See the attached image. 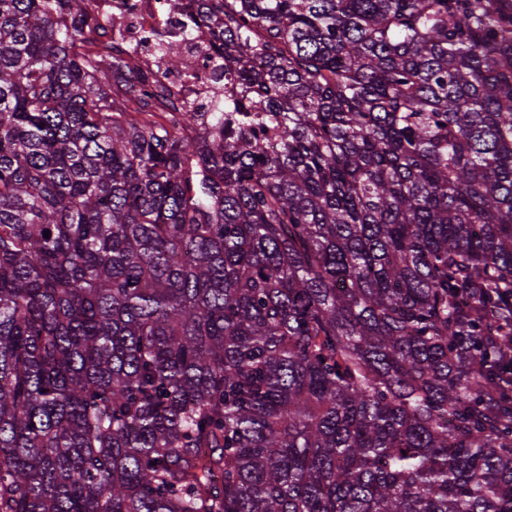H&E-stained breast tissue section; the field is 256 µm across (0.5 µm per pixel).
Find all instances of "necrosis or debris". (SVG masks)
Masks as SVG:
<instances>
[{"label":"necrosis or debris","instance_id":"1","mask_svg":"<svg viewBox=\"0 0 512 512\" xmlns=\"http://www.w3.org/2000/svg\"><path fill=\"white\" fill-rule=\"evenodd\" d=\"M195 8L196 0H180L175 9L169 8L167 0H104L92 19L97 27L93 49L108 52L112 46L109 32L119 28L124 44L136 48L142 69L152 71L157 84L172 92L177 106L209 111L218 78L206 33L200 31L185 40L186 64L182 72L154 68V60L161 51L158 37L180 35Z\"/></svg>","mask_w":512,"mask_h":512}]
</instances>
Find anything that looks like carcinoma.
Instances as JSON below:
<instances>
[{"label":"carcinoma","mask_w":512,"mask_h":512,"mask_svg":"<svg viewBox=\"0 0 512 512\" xmlns=\"http://www.w3.org/2000/svg\"><path fill=\"white\" fill-rule=\"evenodd\" d=\"M97 2L0 0V512H512V0H198L211 112Z\"/></svg>","instance_id":"cac0c4a2"}]
</instances>
